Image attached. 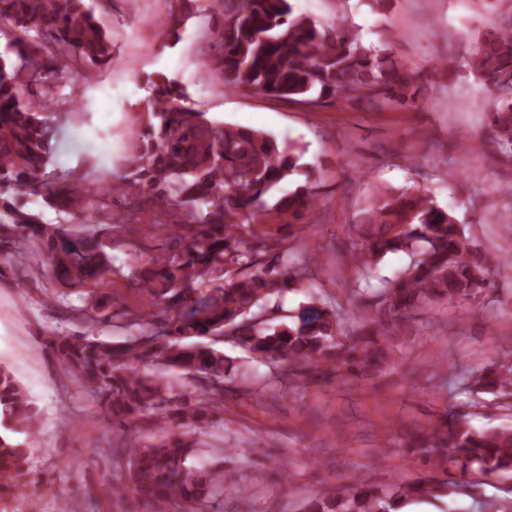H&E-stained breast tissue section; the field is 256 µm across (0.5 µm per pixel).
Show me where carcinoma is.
<instances>
[{"mask_svg": "<svg viewBox=\"0 0 512 512\" xmlns=\"http://www.w3.org/2000/svg\"><path fill=\"white\" fill-rule=\"evenodd\" d=\"M87 0H0V19L16 34L0 50V242L17 241L15 262L39 257L43 273L60 287L47 297L60 305L72 330L47 339L61 374L97 394L106 422L123 439L113 448L129 458L119 494H132L156 512H216L224 470L188 464L201 434L224 414V354L215 344L230 336L260 362L285 366L298 377L341 376L358 368L376 371L386 352L376 339L388 335L368 325L342 332L336 312L310 296L296 320L277 319L271 297L315 278V261L288 260L285 238L268 227L302 224L317 205L319 185H303L269 203L268 195L297 174L301 151L255 129L213 122L186 104L185 89L161 72L147 73L145 107L125 141L122 174L89 180L82 173L62 183L43 179L52 129L44 118L54 96L35 97L29 87L53 60L52 77L75 82L91 69L112 66L105 18ZM218 27L210 66L224 88L316 106L320 100L377 99L419 108L416 73L388 53L364 46L342 16L327 27L294 13L290 0H190ZM189 18L181 0H166L155 16L164 40L178 41ZM457 67L489 92L490 141L512 154V13L480 39ZM42 201L66 215L46 224L25 206ZM151 223H130L135 213ZM173 238L166 252L143 254L139 234ZM118 235L129 273L114 264L105 240ZM355 267L367 268L388 253L412 256L404 275L380 294L385 314L396 319L434 303L459 305L493 286L494 257L467 242L455 216L419 187L374 186L354 224ZM127 280L141 301L135 310L112 306L115 278ZM76 293L83 305L65 303ZM122 321L130 330L119 345L91 334L98 324ZM149 358L155 374L140 371ZM179 371L206 381L198 396L175 395L165 377ZM473 400L492 394L512 406V361L496 362L471 379ZM37 407L23 385L0 365V493L24 494L36 446ZM421 472L400 477L389 489L352 484L318 494L305 512H401L409 502L450 495L471 471L512 472V426L475 427L464 415L418 429ZM455 468L452 479L437 476Z\"/></svg>", "mask_w": 512, "mask_h": 512, "instance_id": "1", "label": "carcinoma"}]
</instances>
